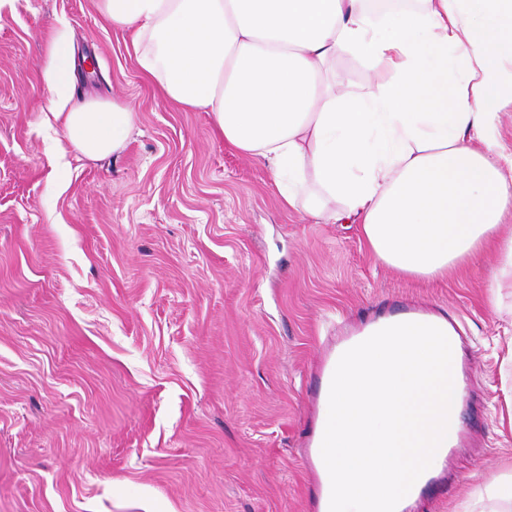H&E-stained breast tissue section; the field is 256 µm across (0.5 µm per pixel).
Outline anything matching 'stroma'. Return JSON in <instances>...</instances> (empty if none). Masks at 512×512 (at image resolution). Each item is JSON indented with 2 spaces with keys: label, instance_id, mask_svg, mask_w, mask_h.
Masks as SVG:
<instances>
[{
  "label": "stroma",
  "instance_id": "35a3bbf8",
  "mask_svg": "<svg viewBox=\"0 0 512 512\" xmlns=\"http://www.w3.org/2000/svg\"><path fill=\"white\" fill-rule=\"evenodd\" d=\"M61 29L76 99L135 113L109 157L47 109ZM494 264L395 271L361 225L285 208L266 163L164 98L98 0H0V512H311L318 366L413 306L454 320L469 393L441 488L407 512H487L512 475Z\"/></svg>",
  "mask_w": 512,
  "mask_h": 512
}]
</instances>
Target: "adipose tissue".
<instances>
[{
  "mask_svg": "<svg viewBox=\"0 0 512 512\" xmlns=\"http://www.w3.org/2000/svg\"><path fill=\"white\" fill-rule=\"evenodd\" d=\"M373 17L365 0H100L132 32L167 98L211 112L226 144L268 166L284 206L358 218L373 255L435 278L493 247L494 310L512 292V157L497 151L512 101V0H418ZM366 86H337L336 58ZM41 76L64 138L100 159L121 150L130 107L74 102L72 49L52 41ZM336 82L366 85L374 80V74L358 58L343 55L336 59Z\"/></svg>",
  "mask_w": 512,
  "mask_h": 512,
  "instance_id": "ef3b65f1",
  "label": "adipose tissue"
}]
</instances>
